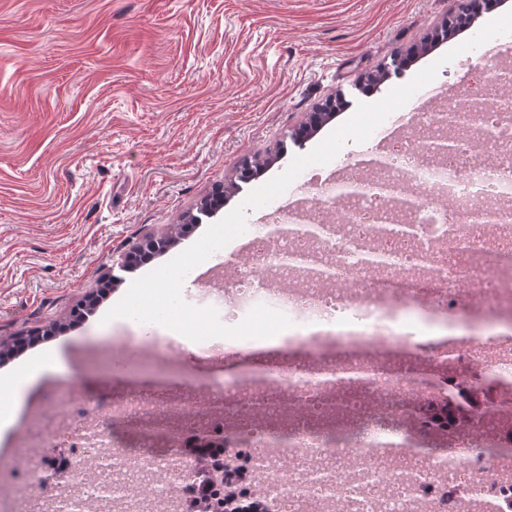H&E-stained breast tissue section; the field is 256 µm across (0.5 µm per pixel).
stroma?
Masks as SVG:
<instances>
[{
  "label": "stroma",
  "mask_w": 512,
  "mask_h": 512,
  "mask_svg": "<svg viewBox=\"0 0 512 512\" xmlns=\"http://www.w3.org/2000/svg\"><path fill=\"white\" fill-rule=\"evenodd\" d=\"M454 8V0H0V342L68 325L67 333L0 367V378L59 350L66 370L43 377L21 418L44 411L53 388L112 400L128 394L202 395L216 369L282 364L287 350L222 366L151 346L124 353L125 323L105 314L150 273H123L87 320L73 308L110 278L121 255L149 234L197 213L230 183L247 154L268 153L261 177L239 185L232 205L284 172L301 151L291 132L308 112L344 92L345 117L461 44L455 36L419 65L392 72L373 92L368 73L405 53ZM442 66L435 85L497 105L482 94L488 47ZM380 139L347 141L328 163L305 169L273 201L311 193L316 174L356 177Z\"/></svg>",
  "instance_id": "1"
}]
</instances>
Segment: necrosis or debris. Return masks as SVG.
<instances>
[{
	"mask_svg": "<svg viewBox=\"0 0 512 512\" xmlns=\"http://www.w3.org/2000/svg\"><path fill=\"white\" fill-rule=\"evenodd\" d=\"M407 116L431 139L387 133L356 192L317 181L300 207L248 225L228 288L185 296L228 326L259 304L284 314L283 342L301 358L212 374L207 391L237 408L202 422L191 397L105 406L49 392L28 423L40 445L65 451L49 466L84 459L93 425L114 453V483L164 476L177 512H223L229 497L244 512H512V115L466 112L453 97ZM406 191L412 205L394 206ZM275 224L316 231L277 239ZM377 224L396 230L382 238ZM446 318L463 333L444 347L406 329ZM133 415L167 417V442L113 433ZM40 463L0 467V512H19Z\"/></svg>",
	"mask_w": 512,
	"mask_h": 512,
	"instance_id": "1",
	"label": "necrosis or debris"
}]
</instances>
